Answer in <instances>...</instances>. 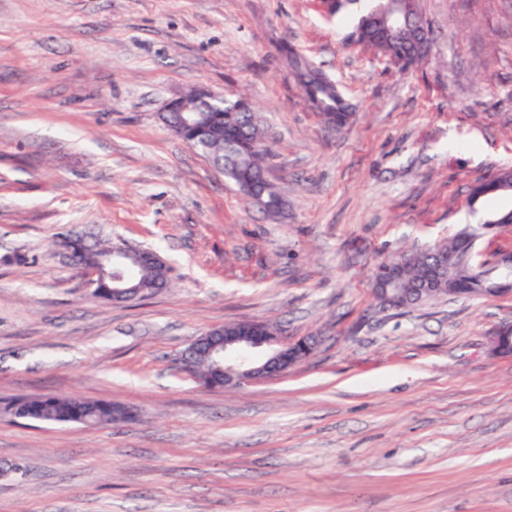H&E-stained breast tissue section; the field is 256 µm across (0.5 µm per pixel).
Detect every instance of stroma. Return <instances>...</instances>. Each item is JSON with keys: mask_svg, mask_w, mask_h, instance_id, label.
<instances>
[{"mask_svg": "<svg viewBox=\"0 0 512 512\" xmlns=\"http://www.w3.org/2000/svg\"><path fill=\"white\" fill-rule=\"evenodd\" d=\"M401 73L319 0H0V405L118 402L135 420L0 412V512H512V295L378 309L374 262L512 210V0H420ZM353 106L332 130L282 46ZM203 86L257 107L287 202L273 218L166 126ZM156 251L169 288L96 297L65 230ZM277 322L314 353L207 388L205 331ZM24 411L28 420L61 424L75 423L85 426H103L134 420L135 414L127 407L112 401L85 400L75 396L40 394L20 397L11 401L7 411Z\"/></svg>", "mask_w": 512, "mask_h": 512, "instance_id": "obj_1", "label": "stroma"}]
</instances>
